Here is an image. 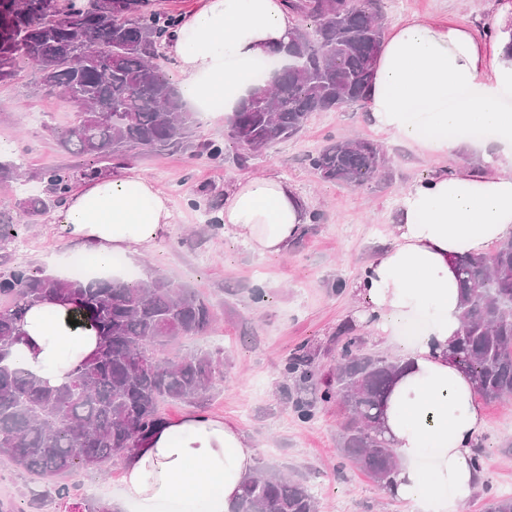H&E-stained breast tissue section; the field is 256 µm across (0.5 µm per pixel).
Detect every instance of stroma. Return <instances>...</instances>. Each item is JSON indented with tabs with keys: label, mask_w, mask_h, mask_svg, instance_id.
<instances>
[{
	"label": "stroma",
	"mask_w": 512,
	"mask_h": 512,
	"mask_svg": "<svg viewBox=\"0 0 512 512\" xmlns=\"http://www.w3.org/2000/svg\"><path fill=\"white\" fill-rule=\"evenodd\" d=\"M495 0H382L384 23L417 15L440 22L467 24L487 38ZM39 73L22 67L0 82V145L23 156L20 180L0 183V204L43 194V171L61 167L79 172L83 157L59 148L51 131L71 124L76 114L59 95L38 92ZM381 143L391 159L384 179L363 187L320 180L303 162L328 138ZM235 144H227V160L218 166L186 154L137 152L127 157L166 193L176 216L164 242L147 248L131 266L142 275L161 274L194 288L218 311L214 328L185 341L184 350L223 348L224 380L201 412L237 422L254 443L257 464L275 465L304 479L317 493L321 512H409L385 498L369 476L345 464L337 445L342 420L339 405L318 409L312 421L298 418L280 389L288 355L300 347L321 349V365H329L327 348L339 326L350 321L358 300L350 287L379 249L394 221L398 196L424 179L439 163L376 133L364 106L343 112H317L296 138L277 143L238 167ZM277 175L295 183L309 208L321 211V223L310 226L282 256L255 254L232 233L202 231L211 199L255 175ZM23 246L9 250L13 262L67 275L78 252L61 239L55 224L34 226ZM344 282L336 290V282ZM483 443L484 487L470 512H483L488 494H512V403H488ZM121 461L112 459L103 473L81 474L76 483L107 502L121 497Z\"/></svg>",
	"instance_id": "obj_1"
}]
</instances>
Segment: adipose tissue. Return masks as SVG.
<instances>
[{
    "label": "adipose tissue",
    "mask_w": 512,
    "mask_h": 512,
    "mask_svg": "<svg viewBox=\"0 0 512 512\" xmlns=\"http://www.w3.org/2000/svg\"><path fill=\"white\" fill-rule=\"evenodd\" d=\"M296 26L284 0H202L169 45L189 108L203 121L228 116L262 92L253 68ZM490 26L483 40L462 22L396 20L383 32L365 92L376 131L443 162L465 147L483 159L464 171L443 165L403 191L391 236L353 285L364 301L355 319L376 341L400 325L421 326L383 419L399 459L385 493L411 512H468L484 479L473 463L483 407L450 348L462 330L454 256L512 240V5L498 8ZM215 218L255 253L277 255L300 237L310 210L296 185L270 175L225 190ZM55 222L109 274L114 255L131 258L162 242L174 212L140 169L120 166L71 191ZM71 310L57 299L38 303L21 327L24 363L52 386L98 348L90 326L68 324ZM254 468V448L236 422L192 408L124 457L122 502L132 512H231Z\"/></svg>",
    "instance_id": "ef3b65f1"
}]
</instances>
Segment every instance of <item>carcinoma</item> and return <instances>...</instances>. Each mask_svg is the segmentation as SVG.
Instances as JSON below:
<instances>
[{
  "label": "carcinoma",
  "instance_id": "obj_1",
  "mask_svg": "<svg viewBox=\"0 0 512 512\" xmlns=\"http://www.w3.org/2000/svg\"><path fill=\"white\" fill-rule=\"evenodd\" d=\"M43 0H0V82L12 80L23 63L46 80L41 88L62 93L78 108L75 123L54 130L66 150L94 163L125 159L131 152H183L224 164V142L196 134L199 119L157 66L179 16L144 12L145 0H124L109 12L105 0H62L60 18L47 19ZM314 31L299 28L274 51L282 60L269 92L245 99L227 124V137L244 153V166L270 145L297 136L315 112L340 111L364 99L383 33L380 0H287ZM77 18L92 32L98 52L82 56L68 33ZM321 180L363 186L385 173L389 159L369 139H328L306 155ZM48 189L0 206V251L50 216L73 188L62 169L42 174ZM462 293V334L453 346L459 368L487 402L512 399V242L482 257L456 260ZM50 298L73 304L76 320L100 338L97 354L70 379L49 386L18 360L26 307ZM215 308L193 288L163 275L148 278L74 274L59 278L26 266L0 269V460L6 459L48 482L26 505L0 500V512L38 509L47 499L79 497L66 478L93 472L139 447L166 422L163 405L200 403L224 381L220 349L180 351L203 335ZM173 353L171 362L156 353ZM398 362L363 351L355 328L336 336V357L326 370L316 352L289 355L283 375L294 381L298 416L314 419L319 404L344 409L338 428L343 460L378 484L397 460L382 438L379 420ZM77 512H111L92 496L80 497ZM232 512H319V498L297 479L262 465L245 484ZM485 512H512V496H491Z\"/></svg>",
  "mask_w": 512,
  "mask_h": 512
}]
</instances>
